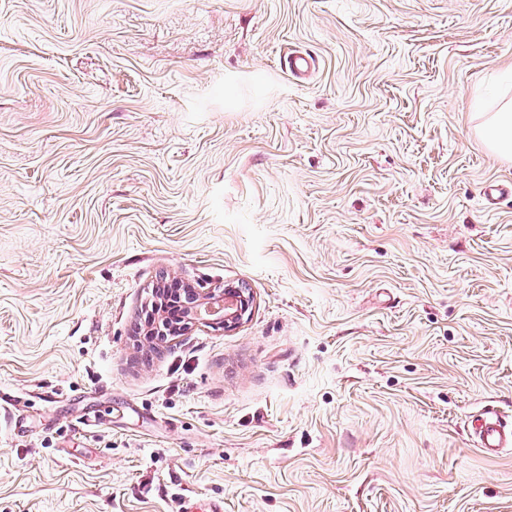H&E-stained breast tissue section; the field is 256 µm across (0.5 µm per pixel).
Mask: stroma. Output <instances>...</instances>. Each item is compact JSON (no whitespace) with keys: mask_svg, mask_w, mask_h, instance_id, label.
Here are the masks:
<instances>
[{"mask_svg":"<svg viewBox=\"0 0 512 512\" xmlns=\"http://www.w3.org/2000/svg\"><path fill=\"white\" fill-rule=\"evenodd\" d=\"M507 99L512 0H0V512H512ZM481 136L487 146L504 159L512 158V102L505 103L483 123ZM230 291L224 289H212L207 291H197L193 289V299L184 304L183 323L177 330L168 328L165 335H175L176 332H182L194 325L214 324L212 321L217 318L222 319L224 329L230 328L232 324L249 310L250 296H246L242 290H238L236 300L232 304H224L221 307L223 295L228 296ZM471 425L475 443L484 452L512 446V418L487 412L476 416Z\"/></svg>","mask_w":512,"mask_h":512,"instance_id":"1","label":"stroma"}]
</instances>
